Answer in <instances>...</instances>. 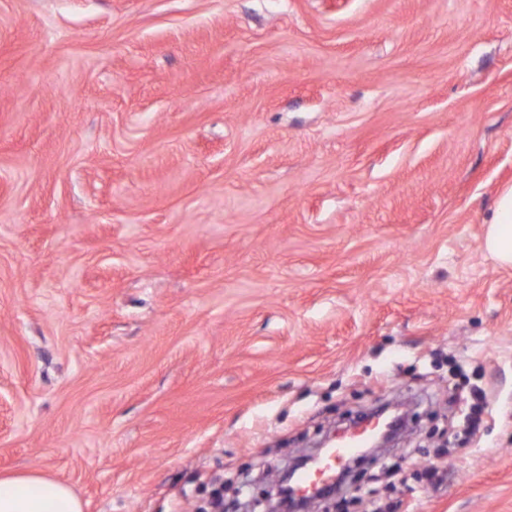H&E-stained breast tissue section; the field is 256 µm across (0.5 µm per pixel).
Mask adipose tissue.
I'll return each mask as SVG.
<instances>
[{"mask_svg": "<svg viewBox=\"0 0 512 512\" xmlns=\"http://www.w3.org/2000/svg\"><path fill=\"white\" fill-rule=\"evenodd\" d=\"M484 247L503 267L512 268V185L497 198ZM0 512H83V508L69 484L30 469L0 476Z\"/></svg>", "mask_w": 512, "mask_h": 512, "instance_id": "adipose-tissue-1", "label": "adipose tissue"}]
</instances>
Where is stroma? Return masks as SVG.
Masks as SVG:
<instances>
[{
	"mask_svg": "<svg viewBox=\"0 0 512 512\" xmlns=\"http://www.w3.org/2000/svg\"><path fill=\"white\" fill-rule=\"evenodd\" d=\"M508 183L512 0H0V473L236 512L426 391L320 512H512ZM484 247L503 267L512 268V185L499 193L496 215L488 227Z\"/></svg>",
	"mask_w": 512,
	"mask_h": 512,
	"instance_id": "obj_1",
	"label": "stroma"
}]
</instances>
